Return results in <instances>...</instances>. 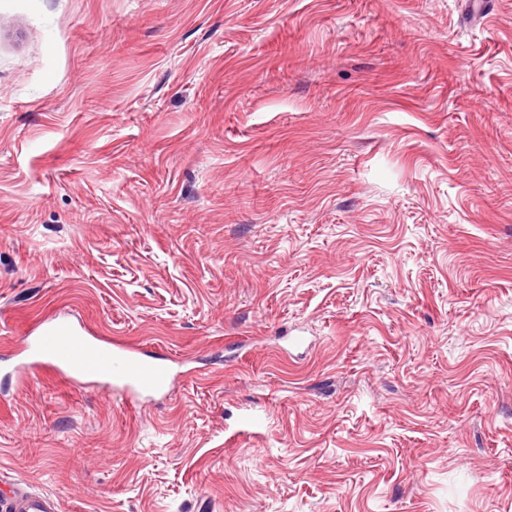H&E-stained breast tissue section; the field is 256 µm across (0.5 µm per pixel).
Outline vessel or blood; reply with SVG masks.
<instances>
[{
    "label": "vessel or blood",
    "mask_w": 512,
    "mask_h": 512,
    "mask_svg": "<svg viewBox=\"0 0 512 512\" xmlns=\"http://www.w3.org/2000/svg\"><path fill=\"white\" fill-rule=\"evenodd\" d=\"M24 353L27 366L47 363L74 384L82 386L92 379L129 399L166 394L175 378L166 359L143 358L120 343H91L65 319L43 327L27 342ZM0 512H57V506L52 498L21 486L0 498Z\"/></svg>",
    "instance_id": "b4317fda"
}]
</instances>
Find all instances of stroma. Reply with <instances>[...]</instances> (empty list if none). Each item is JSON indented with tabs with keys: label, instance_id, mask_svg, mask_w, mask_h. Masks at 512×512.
<instances>
[{
	"label": "stroma",
	"instance_id": "obj_1",
	"mask_svg": "<svg viewBox=\"0 0 512 512\" xmlns=\"http://www.w3.org/2000/svg\"><path fill=\"white\" fill-rule=\"evenodd\" d=\"M172 359L130 403L39 325ZM512 512V0H0V492Z\"/></svg>",
	"mask_w": 512,
	"mask_h": 512
}]
</instances>
